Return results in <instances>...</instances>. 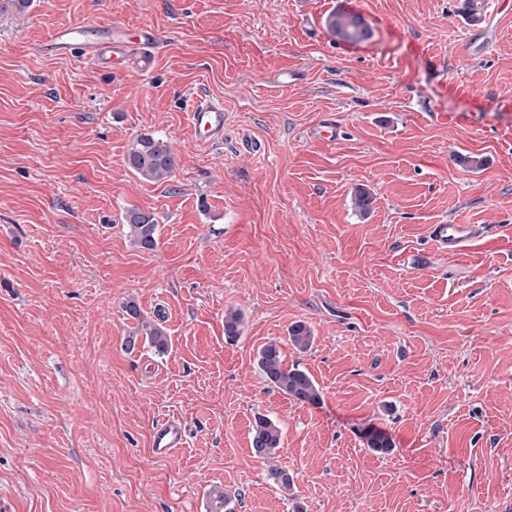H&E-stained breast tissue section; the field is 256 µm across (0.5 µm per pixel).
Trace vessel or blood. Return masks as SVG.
Masks as SVG:
<instances>
[{"instance_id":"vessel-or-blood-1","label":"vessel or blood","mask_w":512,"mask_h":512,"mask_svg":"<svg viewBox=\"0 0 512 512\" xmlns=\"http://www.w3.org/2000/svg\"><path fill=\"white\" fill-rule=\"evenodd\" d=\"M160 35L149 26L139 27L134 33L101 23H78L52 31L41 51L47 56H69L92 63L104 71L128 67L131 61L143 56L145 49L161 44ZM188 121L198 142L208 145L223 143V100L204 93L194 94L190 100ZM479 224H434L429 235L440 251L455 252L479 237ZM186 442V427L178 418L156 422L151 430V448L161 459L171 458Z\"/></svg>"}]
</instances>
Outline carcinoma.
Here are the masks:
<instances>
[{"mask_svg": "<svg viewBox=\"0 0 512 512\" xmlns=\"http://www.w3.org/2000/svg\"><path fill=\"white\" fill-rule=\"evenodd\" d=\"M329 31L346 42H360L369 36L364 21L353 14L337 12L326 20ZM125 164L134 174L150 182H166L173 176L176 156L167 141L151 134H140L132 139L125 155ZM124 223L142 249L151 251L157 247L159 225L154 214L139 208L128 210ZM127 315L138 322V332L157 354L167 353L170 340L165 332L155 326L141 313L138 305L129 302L125 306ZM242 317L230 310L224 315V335L234 339L240 335ZM314 340L310 327L297 322L288 328V341L300 352L307 351ZM258 366L268 384L299 404L316 405L321 399L319 388L313 377L299 366L287 367L283 363L279 346L270 342L258 351ZM283 431L280 425L265 416H259L252 428L250 448L255 458L266 460L274 457L281 448ZM367 447L378 454H386L392 448L390 439L378 430L364 435Z\"/></svg>", "mask_w": 512, "mask_h": 512, "instance_id": "cac0c4a2", "label": "carcinoma"}]
</instances>
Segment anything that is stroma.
<instances>
[{
	"instance_id": "1",
	"label": "stroma",
	"mask_w": 512,
	"mask_h": 512,
	"mask_svg": "<svg viewBox=\"0 0 512 512\" xmlns=\"http://www.w3.org/2000/svg\"><path fill=\"white\" fill-rule=\"evenodd\" d=\"M463 3L0 0V512H209L217 489L228 512H512V24ZM338 11L369 37L338 40ZM86 20L164 43L118 73L40 53ZM197 92L224 101L221 145L194 139ZM141 133L171 144V180L126 167ZM445 222L487 232L442 252ZM129 301L164 356L124 349ZM270 342L319 404L264 380ZM172 415L187 442L163 460L150 431ZM261 415L283 428L267 460ZM124 223L141 249L151 251L157 247L159 225L154 214L139 208H132L126 212ZM283 431L280 425L265 416H258L252 428L250 448L255 458L266 460L273 458L281 448Z\"/></svg>"
}]
</instances>
